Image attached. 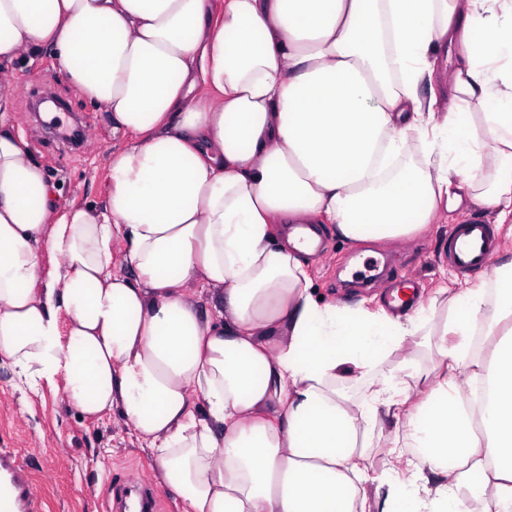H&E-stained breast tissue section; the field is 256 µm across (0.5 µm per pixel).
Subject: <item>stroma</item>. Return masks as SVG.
Masks as SVG:
<instances>
[{
    "mask_svg": "<svg viewBox=\"0 0 512 512\" xmlns=\"http://www.w3.org/2000/svg\"><path fill=\"white\" fill-rule=\"evenodd\" d=\"M9 75L15 88L10 110L31 157L56 184L60 204L85 207L104 202L110 188L108 156L124 139L123 133L113 131L111 113L78 94L50 51L19 59L10 65ZM43 89L64 99L71 113L81 118L86 127L81 149L67 148L49 133L42 118L33 115V94ZM319 236L324 251L310 258L318 294L351 303L364 296H383L390 285L411 281L418 287L421 304L436 307L426 325L430 331L442 324L448 312L446 300L436 296L440 284L454 291L491 282L490 277L464 274L440 259L448 236L447 225L440 221L418 236L395 242H345L328 224L320 225ZM368 260L379 263L380 275L368 286L351 285L353 272ZM0 448L13 449L27 469L30 491L40 501L41 512H105L135 477L146 479L162 512H184L181 500L158 483L150 451L119 412L86 418L67 404L60 381L21 391L4 362H0Z\"/></svg>",
    "mask_w": 512,
    "mask_h": 512,
    "instance_id": "1",
    "label": "stroma"
}]
</instances>
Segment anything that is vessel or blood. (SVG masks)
<instances>
[{"instance_id": "b4317fda", "label": "vessel or blood", "mask_w": 512, "mask_h": 512, "mask_svg": "<svg viewBox=\"0 0 512 512\" xmlns=\"http://www.w3.org/2000/svg\"><path fill=\"white\" fill-rule=\"evenodd\" d=\"M495 250L492 225L472 217L452 225L444 243L443 257L469 274L487 272ZM28 478L8 449L0 450V512H33Z\"/></svg>"}]
</instances>
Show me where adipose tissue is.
Here are the masks:
<instances>
[{"label":"adipose tissue","mask_w":512,"mask_h":512,"mask_svg":"<svg viewBox=\"0 0 512 512\" xmlns=\"http://www.w3.org/2000/svg\"><path fill=\"white\" fill-rule=\"evenodd\" d=\"M44 47L125 135L101 206L60 205L7 111ZM468 203L512 224V0H0V359L119 411L185 512H372L376 482L385 512H512V260L439 288L438 387L408 362L357 398L427 313L314 297L297 231L401 240ZM402 417L411 456L370 471Z\"/></svg>","instance_id":"obj_1"}]
</instances>
